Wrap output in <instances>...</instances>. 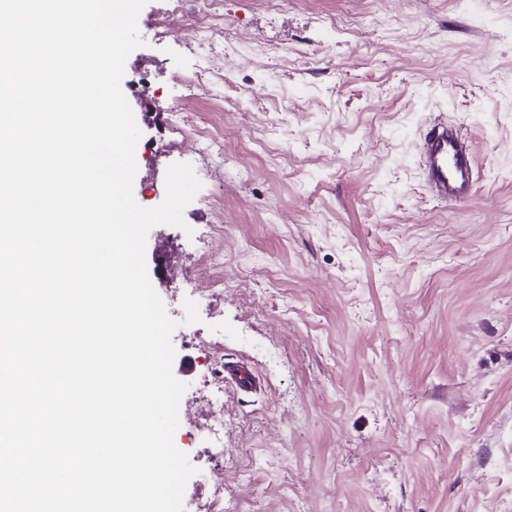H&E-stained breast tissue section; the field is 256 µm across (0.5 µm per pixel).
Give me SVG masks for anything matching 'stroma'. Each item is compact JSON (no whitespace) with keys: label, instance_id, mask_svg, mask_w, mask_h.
Segmentation results:
<instances>
[{"label":"stroma","instance_id":"35a3bbf8","mask_svg":"<svg viewBox=\"0 0 512 512\" xmlns=\"http://www.w3.org/2000/svg\"><path fill=\"white\" fill-rule=\"evenodd\" d=\"M167 7L141 10L122 83L151 77L128 98L136 202H163L174 162L202 182L187 229L146 242L179 322L183 512L219 461L231 512H512V0H221L207 40ZM182 109L190 123L168 125ZM437 122L472 148L461 206L425 188ZM201 132L223 155L185 149ZM220 357L258 390L209 386Z\"/></svg>","mask_w":512,"mask_h":512}]
</instances>
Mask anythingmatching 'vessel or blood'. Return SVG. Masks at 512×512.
Segmentation results:
<instances>
[{"instance_id": "1", "label": "vessel or blood", "mask_w": 512, "mask_h": 512, "mask_svg": "<svg viewBox=\"0 0 512 512\" xmlns=\"http://www.w3.org/2000/svg\"><path fill=\"white\" fill-rule=\"evenodd\" d=\"M420 159L427 187L436 200L464 203L472 198V158L465 141L455 128L445 124L431 128L424 138ZM224 379L237 390L246 393L256 385L254 375L237 363L225 364Z\"/></svg>"}]
</instances>
